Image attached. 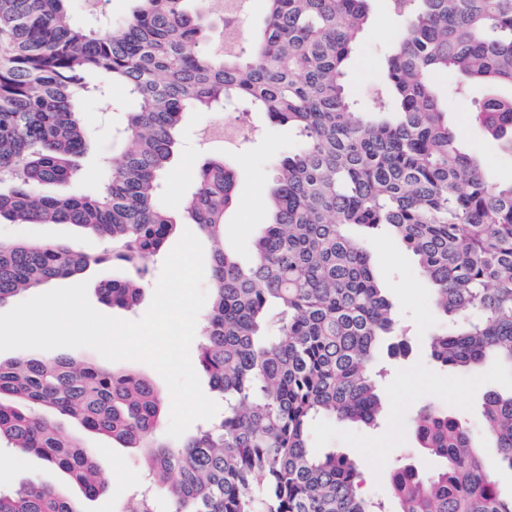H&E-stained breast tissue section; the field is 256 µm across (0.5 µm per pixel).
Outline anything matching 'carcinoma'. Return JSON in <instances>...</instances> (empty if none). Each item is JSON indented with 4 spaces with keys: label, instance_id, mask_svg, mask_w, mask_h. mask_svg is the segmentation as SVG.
<instances>
[{
    "label": "carcinoma",
    "instance_id": "cac0c4a2",
    "mask_svg": "<svg viewBox=\"0 0 512 512\" xmlns=\"http://www.w3.org/2000/svg\"><path fill=\"white\" fill-rule=\"evenodd\" d=\"M66 2L0 0V221L67 224L107 250L0 240V304L110 259L134 276L104 282L99 297L129 309L153 258L190 224L212 240L197 367L223 410L168 441L159 436L165 399L147 377L19 357L0 363V443L99 496L107 485L93 453L57 431L54 412L143 450L167 512H383L353 460L310 441L322 418L372 424L381 358L410 348L352 229L383 228L415 256L445 320L430 342L437 363L493 358L512 373V182H490L464 151L431 82L444 73L512 86V0H388L400 34L360 112L345 76L369 0H265L263 28L247 41L205 22L212 0H134L98 32L76 25ZM114 82L137 102L124 113L121 158L100 163L93 193H47L81 178L83 103ZM233 100L301 136L274 163L271 222L247 265L224 246V217L238 202L224 158L202 163L180 212L160 203L184 115ZM476 115L512 152V96L489 93ZM482 427L512 470V392L486 395ZM411 434L439 467L390 470L400 512H512L460 416L425 406ZM0 512L82 510L33 482L0 491ZM122 512H156L154 498L143 493Z\"/></svg>",
    "mask_w": 512,
    "mask_h": 512
}]
</instances>
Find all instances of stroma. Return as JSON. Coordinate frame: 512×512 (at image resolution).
Returning <instances> with one entry per match:
<instances>
[{"instance_id": "35a3bbf8", "label": "stroma", "mask_w": 512, "mask_h": 512, "mask_svg": "<svg viewBox=\"0 0 512 512\" xmlns=\"http://www.w3.org/2000/svg\"><path fill=\"white\" fill-rule=\"evenodd\" d=\"M399 29L386 0H371L370 22L366 33L354 48L347 70L346 82L354 100H361L386 68L387 53ZM484 89L474 84L463 97L448 101V117L463 135V148L476 154L487 175L495 182L512 181V158L493 146L484 132L474 125L471 115ZM130 100L124 88L107 89L105 100L91 101L85 108V122L93 135V149L81 165L87 178L65 185L68 194H78L96 185L94 172L102 159H117L122 151L119 131L123 114ZM246 113L250 125L247 138L231 150L203 142V131L210 113H190L181 127L180 158L171 169L163 189L165 205L179 210L184 196L195 184V174L204 155L224 154L237 174L239 203L226 212L224 244L242 260H249L255 238L269 221L267 189L273 178L271 160L287 152L299 136L296 131L271 124L264 113L250 110L247 104L225 106V121H234L238 113ZM0 238L33 239L43 242L68 243L101 262L92 266L82 279L87 282L91 305L99 312L123 320H136L147 311L154 290L146 288L140 304L125 310L104 304L97 293L101 280L111 278V262L102 254L105 242L94 235L77 232L64 224L0 223ZM366 247L372 258L375 274L392 304L400 324L413 336L412 349L404 356L386 361L387 374L382 379L379 395L383 415L376 424L355 425L323 419L313 426L312 441L316 449L348 454L359 466L364 491L384 498L387 512H399V504L384 493L390 468L399 462L414 461L423 471L435 468L434 461L419 454L410 432L411 420L426 404H434L462 417L477 427L483 397L487 391H512V375L495 363L473 370L446 371L430 358L424 340L438 330L441 316L432 304L431 288L420 275L413 254L393 236L379 232L367 237ZM63 435L78 438L93 449L100 470L110 482L109 489L91 501H83L84 512H121L125 495L140 491L145 479L146 464L138 450L123 448L110 438L87 432L67 417L54 418ZM39 482L58 489L67 487L66 475L48 467L40 458L0 447V489L18 490L29 482Z\"/></svg>"}]
</instances>
